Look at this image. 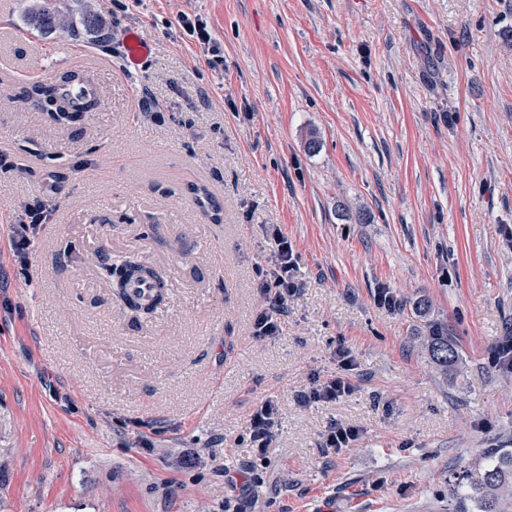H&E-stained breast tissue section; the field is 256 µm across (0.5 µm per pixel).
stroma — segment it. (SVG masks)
Segmentation results:
<instances>
[{"mask_svg": "<svg viewBox=\"0 0 512 512\" xmlns=\"http://www.w3.org/2000/svg\"><path fill=\"white\" fill-rule=\"evenodd\" d=\"M37 2L0 0V512H456L512 448V0H58L51 32ZM70 47L104 108L63 124L17 93ZM48 172L62 205L24 268L10 227ZM277 229L300 286L262 341ZM130 255L165 277L152 315L102 268ZM341 347L354 392L309 400ZM337 422L360 431L340 452ZM43 4L31 13V21L34 25L44 30L65 29L64 14L57 7L55 0H44ZM424 346L430 358L448 373V369L454 366L458 356L457 347L448 336V326L430 323ZM250 424L251 436L258 442L259 454H266L280 429L278 409L273 401L262 403L251 415Z\"/></svg>", "mask_w": 512, "mask_h": 512, "instance_id": "35a3bbf8", "label": "stroma"}]
</instances>
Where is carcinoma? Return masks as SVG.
Returning a JSON list of instances; mask_svg holds the SVG:
<instances>
[{"label":"carcinoma","instance_id":"carcinoma-1","mask_svg":"<svg viewBox=\"0 0 512 512\" xmlns=\"http://www.w3.org/2000/svg\"><path fill=\"white\" fill-rule=\"evenodd\" d=\"M34 25L44 30L65 28L64 14L57 7L55 0H43V4L31 13ZM77 79L74 74L64 73L58 83L51 85L33 84L20 94L22 99H44L46 104L55 103L59 106L60 121L70 120L75 113L70 111L58 92V85L71 83ZM109 275L119 279L118 297L129 307L137 310V306L125 292V283L129 274L139 268V263L132 258L125 259L117 267L105 264ZM425 350L430 358L442 369L452 368L458 356L457 347L448 336V327L442 323H431L428 336L424 339ZM468 492L463 498L475 503L476 512H512V448L496 449V456L483 455L475 465L472 473L466 476Z\"/></svg>","mask_w":512,"mask_h":512}]
</instances>
